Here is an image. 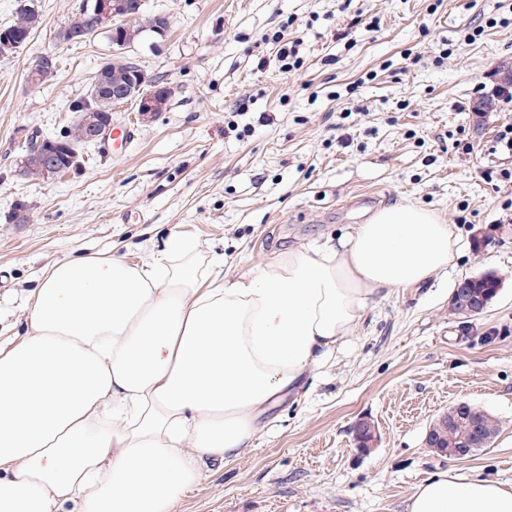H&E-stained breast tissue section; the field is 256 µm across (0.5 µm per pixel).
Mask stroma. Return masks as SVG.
I'll use <instances>...</instances> for the list:
<instances>
[{"instance_id": "35a3bbf8", "label": "stroma", "mask_w": 512, "mask_h": 512, "mask_svg": "<svg viewBox=\"0 0 512 512\" xmlns=\"http://www.w3.org/2000/svg\"><path fill=\"white\" fill-rule=\"evenodd\" d=\"M24 1L41 24L0 57L1 344L25 335L27 297L57 260L134 258L175 230L236 276L415 203L458 228L457 265L376 302L306 395L264 414L175 512H404L450 468L512 486V152L496 144L512 103L478 111L482 86L512 65V0H142L170 26L125 54L169 83L167 109L144 123L135 105L117 108L113 124L134 130L121 152L89 144L79 168L43 180L22 173L30 139L74 123L112 43L56 40L81 0H0V27ZM279 30L300 42L286 71L267 40ZM48 51L56 76L31 83ZM484 271L501 280L493 304L451 315L458 283ZM461 400L501 429L471 458L437 456L427 429ZM366 416L378 441L364 453L353 428Z\"/></svg>"}]
</instances>
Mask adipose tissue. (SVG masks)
Listing matches in <instances>:
<instances>
[{
	"label": "adipose tissue",
	"mask_w": 512,
	"mask_h": 512,
	"mask_svg": "<svg viewBox=\"0 0 512 512\" xmlns=\"http://www.w3.org/2000/svg\"><path fill=\"white\" fill-rule=\"evenodd\" d=\"M172 233L139 261H56L0 346V512H173L259 415L300 395L375 299L455 266L454 225L394 203L246 273ZM406 512H512V488L445 469Z\"/></svg>",
	"instance_id": "obj_1"
}]
</instances>
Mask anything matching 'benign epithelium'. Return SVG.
Wrapping results in <instances>:
<instances>
[{"label":"benign epithelium","instance_id":"obj_1","mask_svg":"<svg viewBox=\"0 0 512 512\" xmlns=\"http://www.w3.org/2000/svg\"><path fill=\"white\" fill-rule=\"evenodd\" d=\"M141 5L140 0L134 4L129 3L128 0H89L87 7L96 14L100 29L112 32L114 54H123V50L129 46L127 36L134 27L140 32L147 29L155 32L163 31L162 16L143 19ZM27 39L26 33L20 34L16 31L1 33L0 53L4 55L8 49H18ZM107 71L108 66L105 64L101 65L98 71L97 95L98 100L104 103V108L100 112H85L79 116V126L87 142H98L109 137L112 131V111L120 105L130 101L135 102L139 115L144 120L152 119L157 113L165 111L168 106L169 96L165 92L166 86L152 80L143 69H136V80L132 85L112 88L106 84ZM64 151H66L64 142L36 138L29 142L25 160L37 157V164L40 165L42 173L50 176L56 172L57 156ZM457 300L460 304V313L466 319L482 314L489 305L488 299L469 294L464 288L457 289ZM355 439L361 451H370L377 441L375 422L368 417L359 419L355 426Z\"/></svg>","mask_w":512,"mask_h":512}]
</instances>
